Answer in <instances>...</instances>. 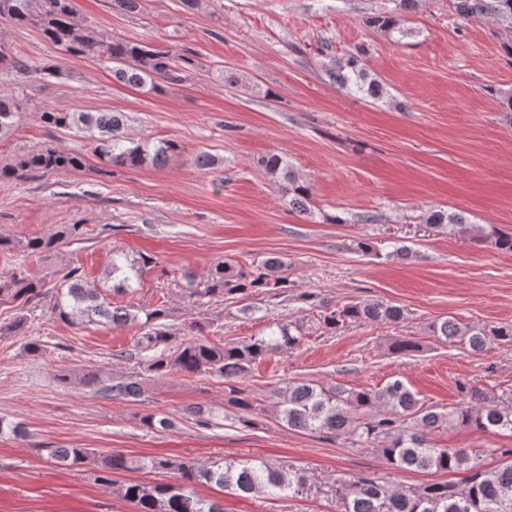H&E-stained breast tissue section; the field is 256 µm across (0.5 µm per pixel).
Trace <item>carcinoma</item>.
I'll return each instance as SVG.
<instances>
[{
  "instance_id": "obj_1",
  "label": "carcinoma",
  "mask_w": 512,
  "mask_h": 512,
  "mask_svg": "<svg viewBox=\"0 0 512 512\" xmlns=\"http://www.w3.org/2000/svg\"><path fill=\"white\" fill-rule=\"evenodd\" d=\"M417 0H395L391 13L370 17L368 24L376 31L392 37H405L411 30L403 27L399 12L415 8ZM455 13L464 19H491L512 31V0H452ZM0 22L15 26L33 25L62 52L72 56H96L110 64L112 80L132 88L161 90V85L179 84L185 73L198 66L195 54L174 46L151 44L112 37L80 15L76 0H0ZM329 78L341 89L353 90L367 99L383 94L382 84L369 77L360 54L352 53L341 62L326 65ZM36 72L43 78L59 77L61 67L47 64L33 70L26 60L17 57L0 41V82L17 81ZM22 99L16 95H0V137L15 126ZM39 120L55 130L76 129L93 141V154L109 167L142 169L161 168L180 151L173 140L137 142L124 136L127 117L123 112H71L44 108ZM262 164L277 180L288 204L302 214L311 213L313 187L291 168L285 157L271 153ZM88 166V158L77 152L58 148L27 151L0 166V180L25 175L80 170ZM428 222L452 232L466 230L465 217L456 212L434 211ZM78 224H68L48 237H28L14 241L0 237V249L23 246L33 253L51 252L58 240L73 236ZM155 263L147 254L132 258L123 252H112L106 278L112 280L115 293H133L146 269ZM181 288L195 302L208 304L226 295L270 291L290 285L288 262L269 257L245 270L227 260H218L208 272L197 277L190 270L181 274ZM66 291L56 296L51 308L55 318L71 326H83L103 320L114 327H139L135 348L143 353L139 371L115 379L99 369L80 372L62 371L55 375L63 387L83 385L96 389L110 399H136L143 393L147 375L163 376L176 370L187 375L210 374L234 381L248 373L251 365L273 353L293 350L316 333L333 334L351 324L374 322L396 324L403 310L383 302L358 301L318 316L299 320H281L268 328V333L247 343L215 345L202 338L177 340L176 334L163 323L168 316L164 304L137 309L114 305L106 300L96 285L88 282L78 268L62 276ZM41 282L24 272L0 277V291L16 289L27 300L41 295ZM435 341L444 345L460 344L481 353L493 342L512 344V323L501 326L461 324L444 319L431 326ZM392 351L409 354L420 348L419 342L398 336L390 344ZM462 399L453 406L438 409L426 406L403 381L396 379L378 388H346L312 382H292L275 392L273 413L290 428L329 435L347 434L354 444L373 448L399 471L435 469L460 476L457 482H434L418 487H394L378 477L367 476L349 485L342 495L346 512H512V448L501 454L509 461L495 469H485L478 462L479 453L464 448H440L429 440L435 431L466 429L512 436V388L493 396L469 382L458 383ZM228 405L237 410V421L243 427L252 425L256 405L242 391H233ZM185 413L199 425L215 420L211 408L191 406ZM48 455L62 469L79 470L93 467L99 480L112 483V475L134 470L165 471L175 475L174 483L128 482L121 488L123 499L134 512H224V503L201 496L197 487L215 485L238 494L282 493L303 480L299 474L285 475L264 463L227 464L213 461L196 464L167 457L134 459L120 451L100 453L90 448H50Z\"/></svg>"
}]
</instances>
